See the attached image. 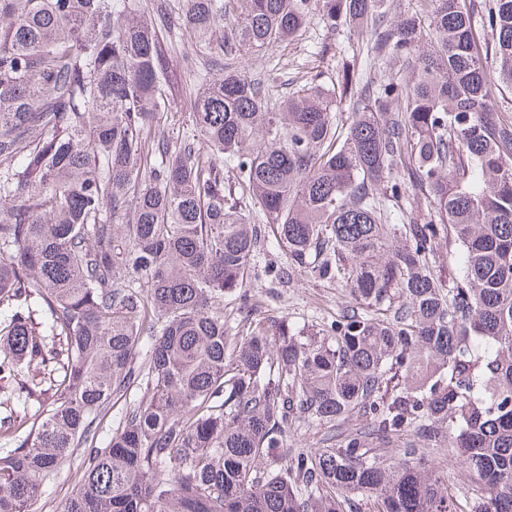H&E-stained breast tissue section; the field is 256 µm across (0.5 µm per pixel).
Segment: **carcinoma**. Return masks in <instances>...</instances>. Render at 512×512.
Masks as SVG:
<instances>
[{"instance_id": "1", "label": "carcinoma", "mask_w": 512, "mask_h": 512, "mask_svg": "<svg viewBox=\"0 0 512 512\" xmlns=\"http://www.w3.org/2000/svg\"><path fill=\"white\" fill-rule=\"evenodd\" d=\"M178 2L0 0V512H42L65 466L62 512H353L355 494L512 512V0L395 20L387 0ZM226 6L239 25L191 65L190 122L166 138L186 80L164 32L205 56ZM314 6L333 31L373 26L370 64L401 68L272 102L233 47L275 51ZM450 240L447 289L429 260ZM270 241L353 305L232 345L224 296L248 303ZM353 415L281 453L294 426ZM441 451L469 488L443 487ZM76 490L75 482L66 467L60 471L56 479L46 488L42 497V512H59L60 506Z\"/></svg>"}]
</instances>
